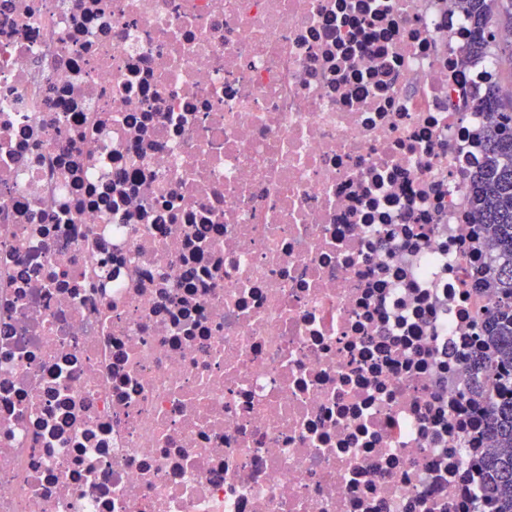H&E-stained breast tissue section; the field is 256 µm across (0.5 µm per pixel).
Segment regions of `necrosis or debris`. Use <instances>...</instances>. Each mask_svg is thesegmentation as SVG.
<instances>
[{"label":"necrosis or debris","instance_id":"obj_1","mask_svg":"<svg viewBox=\"0 0 512 512\" xmlns=\"http://www.w3.org/2000/svg\"><path fill=\"white\" fill-rule=\"evenodd\" d=\"M458 0H0V512H489Z\"/></svg>","mask_w":512,"mask_h":512}]
</instances>
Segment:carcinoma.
Instances as JSON below:
<instances>
[{
  "mask_svg": "<svg viewBox=\"0 0 512 512\" xmlns=\"http://www.w3.org/2000/svg\"><path fill=\"white\" fill-rule=\"evenodd\" d=\"M460 5L474 28L469 54H491L497 45L496 17H506V28L512 27V0H460ZM479 105L489 117V128L471 178L469 203L475 223L490 229L495 294L485 309L473 389L488 395L485 425L495 443L483 461L486 496L492 512H512V112L506 111L494 81L487 83Z\"/></svg>",
  "mask_w": 512,
  "mask_h": 512,
  "instance_id": "carcinoma-1",
  "label": "carcinoma"
}]
</instances>
